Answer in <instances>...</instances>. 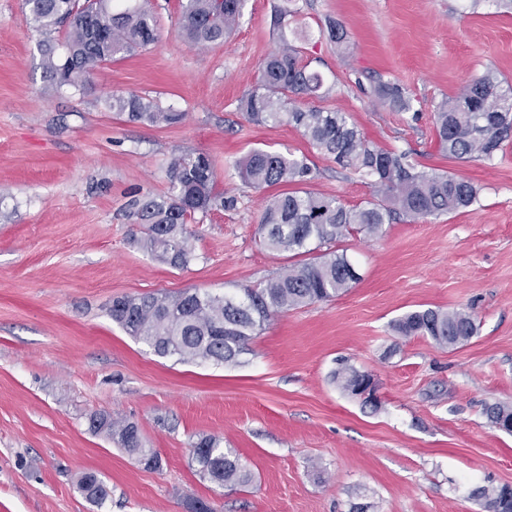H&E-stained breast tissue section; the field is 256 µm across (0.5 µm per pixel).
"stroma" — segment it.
Instances as JSON below:
<instances>
[{"instance_id":"stroma-1","label":"stroma","mask_w":512,"mask_h":512,"mask_svg":"<svg viewBox=\"0 0 512 512\" xmlns=\"http://www.w3.org/2000/svg\"><path fill=\"white\" fill-rule=\"evenodd\" d=\"M148 6L156 41L102 65L80 94L41 67L39 43H62L64 28L38 30L23 0H0V512H188L193 499L217 512H484L473 489L512 485V434L484 415L512 404V143L490 161L450 158L433 113L486 70L512 82V13L493 0H244L224 44L200 49L179 34L181 0ZM332 23L347 53L328 37ZM285 41L325 78L313 107L473 183L478 201L342 238L359 280L273 316L239 364L157 356L112 321L113 298L236 292L292 262L263 244L267 194L236 166L247 152L307 157V189L346 206L375 197L370 178L292 125L239 112ZM382 82L401 85L412 110L382 104ZM127 93L185 118L116 115L109 100ZM197 153L235 203L198 214L194 257L174 268L140 245L128 203L136 190L167 195L170 159ZM428 307L469 312L476 334L441 347L393 331ZM344 366L373 376L375 404L337 384ZM96 411L135 423L161 467L90 432ZM203 436L231 449L249 486L200 476L191 459ZM87 472L106 486L103 502L80 491Z\"/></svg>"}]
</instances>
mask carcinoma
I'll list each match as a JSON object with an SVG mask.
<instances>
[{
	"instance_id": "1",
	"label": "carcinoma",
	"mask_w": 512,
	"mask_h": 512,
	"mask_svg": "<svg viewBox=\"0 0 512 512\" xmlns=\"http://www.w3.org/2000/svg\"><path fill=\"white\" fill-rule=\"evenodd\" d=\"M114 0H25L31 20L41 30L67 25L63 46L56 54L48 42L39 44L45 77L58 87L83 92L94 72L119 54L146 47L157 39L156 21L142 4L113 5ZM243 0H185L181 30L195 45H218L234 29ZM320 73L301 64L299 50L283 42L261 66L257 86L239 100L245 119L257 125L287 122L308 143L330 156L340 167L375 177L380 200L347 207L333 197L299 189L272 195L260 219L264 245L288 252L296 262L256 288L243 294L216 296L207 292L178 295L149 294L112 300L108 314L130 336L161 357L180 361L200 360L232 365L246 349L253 334L272 316L291 308L339 296L359 279L346 252L330 245L357 230L376 233L398 215L412 219L437 216L477 202L478 190L469 181L435 171L419 170L404 154L378 147L367 140L343 112L289 106L288 96L314 98L324 94ZM379 97L398 111L412 108L411 98L396 83H381ZM112 111L133 122L175 125L182 112H167L137 94L112 95ZM438 142L448 156L459 160H492L512 140V84L504 83L491 69L471 80L462 92L438 103L434 112ZM241 179L265 190L282 183L307 181L311 167L306 157L272 150L253 149L238 162ZM170 192L166 196L137 194L130 201L132 216L140 227L144 246L160 262L185 267L193 258L195 215L230 208L234 200L215 190L216 174L210 159L174 157L167 166ZM400 336H422L443 347L455 346L476 333L466 311L425 308L395 320ZM341 387L352 393L362 373L345 369L334 374ZM491 426L512 433V405L495 403L486 408ZM90 431L103 433L135 456L147 469L161 467V458L144 447L138 426L93 413ZM193 459L199 474L226 487H242L252 475L232 451L214 437L194 444ZM79 488L87 499L101 502L107 490L93 472L83 474ZM472 496L484 500L486 512H512L501 489L479 487Z\"/></svg>"
}]
</instances>
